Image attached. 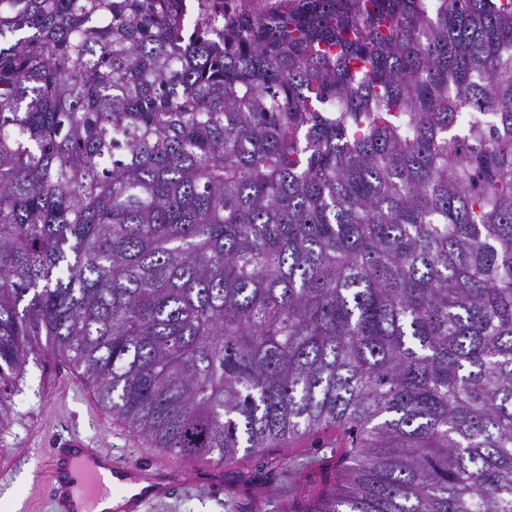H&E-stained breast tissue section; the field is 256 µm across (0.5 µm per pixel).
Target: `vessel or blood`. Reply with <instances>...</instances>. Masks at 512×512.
<instances>
[{
    "mask_svg": "<svg viewBox=\"0 0 512 512\" xmlns=\"http://www.w3.org/2000/svg\"><path fill=\"white\" fill-rule=\"evenodd\" d=\"M144 468L154 475L152 486L137 493L128 491L125 466L78 434L58 435L51 456L52 512H95L101 498L117 491L123 502L114 512H146L150 504L172 496L184 483L179 470L159 459H148Z\"/></svg>",
    "mask_w": 512,
    "mask_h": 512,
    "instance_id": "b4317fda",
    "label": "vessel or blood"
}]
</instances>
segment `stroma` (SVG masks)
Masks as SVG:
<instances>
[{"label": "stroma", "mask_w": 512, "mask_h": 512, "mask_svg": "<svg viewBox=\"0 0 512 512\" xmlns=\"http://www.w3.org/2000/svg\"><path fill=\"white\" fill-rule=\"evenodd\" d=\"M7 414L0 425V512H49L52 443L66 430L132 464L161 454L104 409L80 372L59 358L28 360ZM339 455L327 432L285 450L268 448L225 468L222 494L191 487L147 512H287L293 501L337 481ZM286 457L304 461V468L286 471Z\"/></svg>", "instance_id": "stroma-1"}]
</instances>
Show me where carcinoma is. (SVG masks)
Instances as JSON below:
<instances>
[{
  "label": "carcinoma",
  "instance_id": "1",
  "mask_svg": "<svg viewBox=\"0 0 512 512\" xmlns=\"http://www.w3.org/2000/svg\"><path fill=\"white\" fill-rule=\"evenodd\" d=\"M0 0V417L29 357L166 455L327 430L296 512H512V0Z\"/></svg>",
  "mask_w": 512,
  "mask_h": 512
}]
</instances>
